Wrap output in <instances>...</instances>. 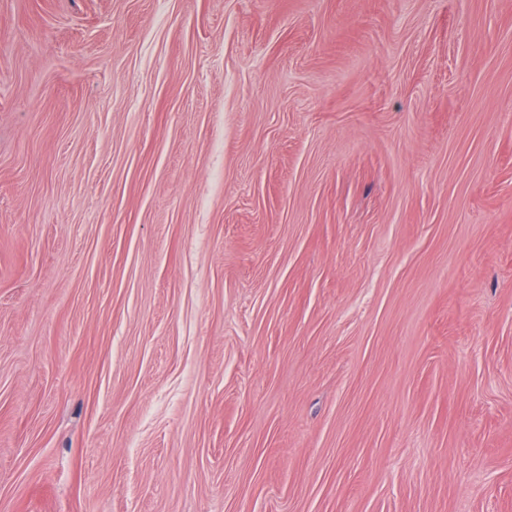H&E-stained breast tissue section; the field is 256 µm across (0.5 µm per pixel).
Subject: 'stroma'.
I'll use <instances>...</instances> for the list:
<instances>
[{
	"mask_svg": "<svg viewBox=\"0 0 512 512\" xmlns=\"http://www.w3.org/2000/svg\"><path fill=\"white\" fill-rule=\"evenodd\" d=\"M0 512H512V0H0Z\"/></svg>",
	"mask_w": 512,
	"mask_h": 512,
	"instance_id": "35a3bbf8",
	"label": "stroma"
}]
</instances>
